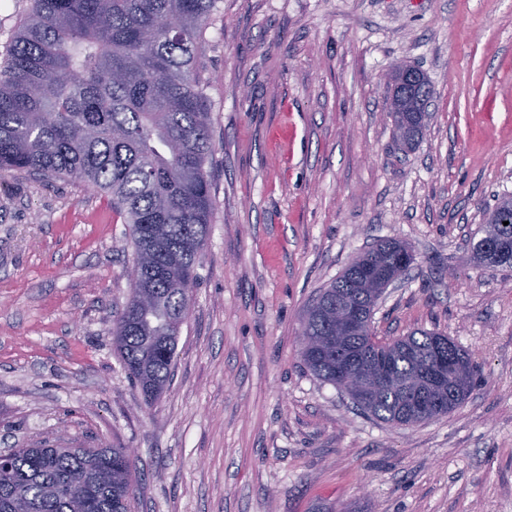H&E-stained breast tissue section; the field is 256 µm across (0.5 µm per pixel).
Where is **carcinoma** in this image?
Segmentation results:
<instances>
[{
	"instance_id": "carcinoma-1",
	"label": "carcinoma",
	"mask_w": 512,
	"mask_h": 512,
	"mask_svg": "<svg viewBox=\"0 0 512 512\" xmlns=\"http://www.w3.org/2000/svg\"><path fill=\"white\" fill-rule=\"evenodd\" d=\"M219 0H33L0 62V171L75 177L112 198L131 225L141 279L117 315L113 335L122 364L152 403L169 384L195 270L209 231L212 199L206 165L212 152L204 88L197 69L200 40ZM430 98L421 79L413 95L391 96L389 115L401 142L412 147L423 125L407 113ZM512 252V205L488 213ZM414 257L385 239L353 259L320 290L302 316L301 332L336 336V304L366 313L362 330L345 338L343 358L356 374L377 355L406 381L414 359L431 352L437 331L384 341L371 331L385 286L363 287L366 273L391 278ZM451 364L436 395L442 409L423 413L410 393L379 385L356 392L336 378V350L302 351L305 367L345 390L363 412L414 426L446 416L469 398L475 364L449 341ZM133 461L124 448H17L0 467V512H130Z\"/></svg>"
}]
</instances>
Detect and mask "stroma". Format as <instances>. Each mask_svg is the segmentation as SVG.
I'll use <instances>...</instances> for the list:
<instances>
[{
  "mask_svg": "<svg viewBox=\"0 0 512 512\" xmlns=\"http://www.w3.org/2000/svg\"><path fill=\"white\" fill-rule=\"evenodd\" d=\"M428 77L400 149L386 74ZM213 211L173 379L146 404L113 343L133 247L110 196L0 171V450L128 448L131 512H512V270L478 266L512 196V0H221L205 33ZM396 238L372 328L472 352L473 391L413 427L303 365L306 307Z\"/></svg>",
  "mask_w": 512,
  "mask_h": 512,
  "instance_id": "1",
  "label": "stroma"
}]
</instances>
